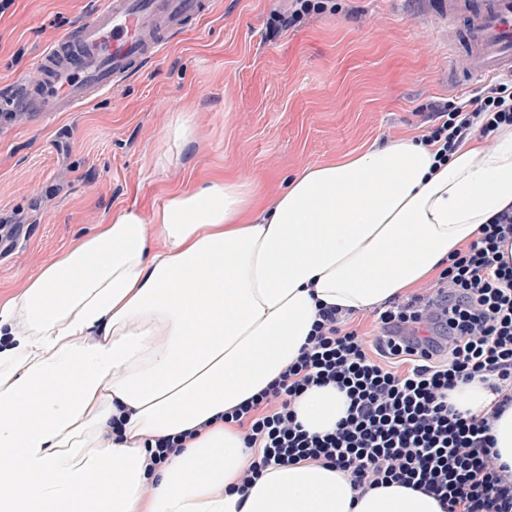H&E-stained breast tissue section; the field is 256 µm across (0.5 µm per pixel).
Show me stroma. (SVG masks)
Here are the masks:
<instances>
[{
	"label": "stroma",
	"instance_id": "obj_1",
	"mask_svg": "<svg viewBox=\"0 0 512 512\" xmlns=\"http://www.w3.org/2000/svg\"><path fill=\"white\" fill-rule=\"evenodd\" d=\"M269 37L279 0H213L167 53L76 112L19 116L0 130V220L23 229L0 257V295L36 275L113 210L150 213L169 193L232 172L274 201L319 163L420 133L434 100L471 99L448 72V25L434 0H335ZM98 0H12L0 14V92ZM196 138L158 166L169 125Z\"/></svg>",
	"mask_w": 512,
	"mask_h": 512
}]
</instances>
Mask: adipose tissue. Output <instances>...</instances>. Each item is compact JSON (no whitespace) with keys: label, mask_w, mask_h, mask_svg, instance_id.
Returning a JSON list of instances; mask_svg holds the SVG:
<instances>
[{"label":"adipose tissue","mask_w":512,"mask_h":512,"mask_svg":"<svg viewBox=\"0 0 512 512\" xmlns=\"http://www.w3.org/2000/svg\"><path fill=\"white\" fill-rule=\"evenodd\" d=\"M512 205V126L437 163L405 138L289 177L270 208L210 177L113 213L0 298V512H444L398 483L254 457L224 417L279 380L318 310L407 293ZM349 401L312 386L308 433ZM175 442L152 465L155 440Z\"/></svg>","instance_id":"ef3b65f1"}]
</instances>
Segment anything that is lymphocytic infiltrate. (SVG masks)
<instances>
[{"instance_id":"obj_1","label":"lymphocytic infiltrate","mask_w":512,"mask_h":512,"mask_svg":"<svg viewBox=\"0 0 512 512\" xmlns=\"http://www.w3.org/2000/svg\"><path fill=\"white\" fill-rule=\"evenodd\" d=\"M512 125V75L483 84L469 105L430 104L421 142L446 161L474 135ZM512 206L450 257L433 286L376 311L367 337L350 314L320 309L315 334L269 392L231 413L245 448L269 464L312 461L349 472L354 487L400 483L426 490L445 512H512V469L498 464L491 422L512 405ZM487 383L491 413L457 410L458 383ZM336 385L348 414L336 429L309 434L292 401L311 386Z\"/></svg>"}]
</instances>
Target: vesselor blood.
<instances>
[{
    "label": "vessel or blood",
    "instance_id": "b4317fda",
    "mask_svg": "<svg viewBox=\"0 0 512 512\" xmlns=\"http://www.w3.org/2000/svg\"><path fill=\"white\" fill-rule=\"evenodd\" d=\"M211 7L212 0H100L88 21L41 53L25 96L0 98V110L77 111L161 55ZM437 11L453 23L450 42L467 80L512 74V0H439Z\"/></svg>",
    "mask_w": 512,
    "mask_h": 512
}]
</instances>
